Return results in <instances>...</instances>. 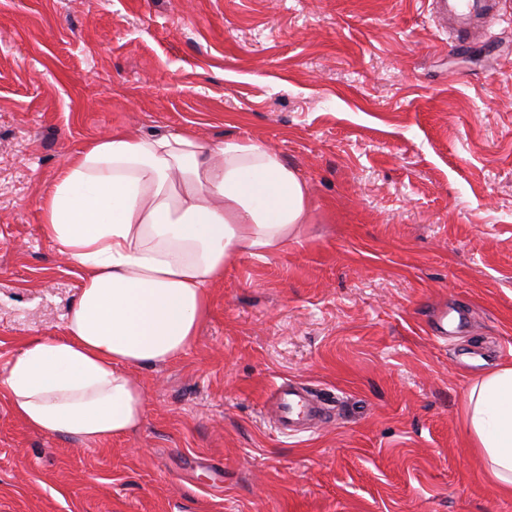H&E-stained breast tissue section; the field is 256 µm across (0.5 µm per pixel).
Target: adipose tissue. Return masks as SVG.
I'll list each match as a JSON object with an SVG mask.
<instances>
[{
  "mask_svg": "<svg viewBox=\"0 0 512 512\" xmlns=\"http://www.w3.org/2000/svg\"><path fill=\"white\" fill-rule=\"evenodd\" d=\"M308 210L306 182L253 141L204 143L189 128L91 140L41 202L43 235L82 273L65 334L24 339L0 397L29 427L90 446L136 433L133 368L190 347L230 258L285 247ZM462 420L490 480L512 491V365L469 385Z\"/></svg>",
  "mask_w": 512,
  "mask_h": 512,
  "instance_id": "obj_1",
  "label": "adipose tissue"
}]
</instances>
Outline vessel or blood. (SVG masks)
<instances>
[{"instance_id": "vessel-or-blood-1", "label": "vessel or blood", "mask_w": 512, "mask_h": 512, "mask_svg": "<svg viewBox=\"0 0 512 512\" xmlns=\"http://www.w3.org/2000/svg\"><path fill=\"white\" fill-rule=\"evenodd\" d=\"M439 12L460 19L480 17L485 31L501 23L495 0H440ZM265 402L275 413L276 429L286 435H296L308 429L310 423L323 419L327 407L323 400L311 394L303 385L285 380L273 386Z\"/></svg>"}]
</instances>
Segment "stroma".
Returning <instances> with one entry per match:
<instances>
[{
  "instance_id": "obj_1",
  "label": "stroma",
  "mask_w": 512,
  "mask_h": 512,
  "mask_svg": "<svg viewBox=\"0 0 512 512\" xmlns=\"http://www.w3.org/2000/svg\"><path fill=\"white\" fill-rule=\"evenodd\" d=\"M461 41L429 0H0V374L63 335L79 271L41 232L64 158L123 127L273 146L288 246L236 257L194 343L137 368L145 421L88 446L0 398V512H512L462 426L512 363V0ZM464 311L448 343L429 324ZM306 384L313 431L264 395ZM267 405L275 413V428L286 435L309 429V424L322 420L327 411V404L320 397L311 394L303 385L286 379L273 386L264 401V406Z\"/></svg>"
}]
</instances>
